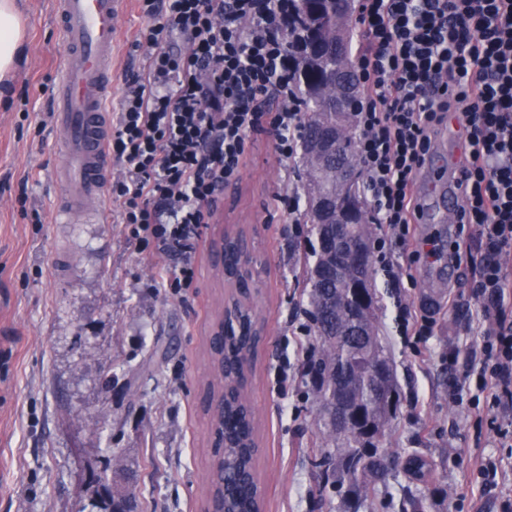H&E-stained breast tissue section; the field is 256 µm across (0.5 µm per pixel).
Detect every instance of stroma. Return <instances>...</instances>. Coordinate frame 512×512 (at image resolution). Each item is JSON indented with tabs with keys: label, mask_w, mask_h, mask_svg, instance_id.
I'll return each instance as SVG.
<instances>
[{
	"label": "stroma",
	"mask_w": 512,
	"mask_h": 512,
	"mask_svg": "<svg viewBox=\"0 0 512 512\" xmlns=\"http://www.w3.org/2000/svg\"><path fill=\"white\" fill-rule=\"evenodd\" d=\"M16 4L26 44L11 79L0 82V512H92L98 487L89 475L107 465L133 472L138 512H203L212 448L200 397L212 377L209 329L224 304L211 247L231 224L252 229L258 256L265 343L249 393L265 512H341V493L317 492L312 465L319 410L302 374L312 339L298 331L308 318L296 257L316 236L289 209L305 195L300 160L280 158L268 134L252 135L242 178L225 187L203 234L193 287H166L156 271L175 270L177 257L139 250L110 191L72 222L59 219L69 188L55 180L64 144L52 102L64 48L52 0ZM149 24L139 0H127L109 124L126 80L147 65L137 43ZM414 235V281L392 289L381 273L372 276L402 398L388 456L416 448L435 462L434 482L446 494L430 499L428 512H497L512 499V459L503 461L496 490L484 492L477 464L495 437H477L474 412L450 399L458 373L446 359L449 347L475 339L468 285L482 245L429 213ZM458 249L472 262L453 261ZM452 297L460 304L453 316ZM398 300L430 307L436 326L428 342L398 334Z\"/></svg>",
	"instance_id": "obj_1"
}]
</instances>
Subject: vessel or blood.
<instances>
[{
  "instance_id": "vessel-or-blood-1",
  "label": "vessel or blood",
  "mask_w": 512,
  "mask_h": 512,
  "mask_svg": "<svg viewBox=\"0 0 512 512\" xmlns=\"http://www.w3.org/2000/svg\"><path fill=\"white\" fill-rule=\"evenodd\" d=\"M126 0H56L66 60L57 82L55 122L66 156L62 175L73 199L97 203L112 177L105 99L112 47Z\"/></svg>"
}]
</instances>
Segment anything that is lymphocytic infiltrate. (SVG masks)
Returning <instances> with one entry per match:
<instances>
[{
  "label": "lymphocytic infiltrate",
  "mask_w": 512,
  "mask_h": 512,
  "mask_svg": "<svg viewBox=\"0 0 512 512\" xmlns=\"http://www.w3.org/2000/svg\"><path fill=\"white\" fill-rule=\"evenodd\" d=\"M152 23L139 43L144 73L125 85L112 130L111 185L132 240L181 264L171 288L190 287L219 194L238 183L251 134L294 158L303 112L283 19L288 0H141ZM354 56L363 95L356 153L390 287L412 279L404 256L419 212L418 174L436 128L456 117L459 227L485 245L470 282L479 337L449 366L474 379L468 405L487 416L512 456V0H363ZM463 112H456L458 103Z\"/></svg>",
  "instance_id": "f902f5d3"
}]
</instances>
